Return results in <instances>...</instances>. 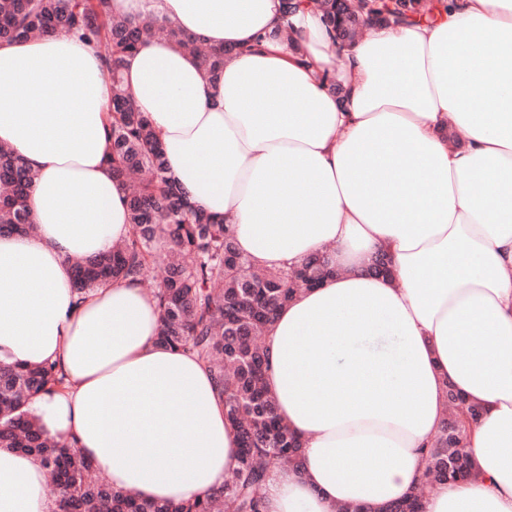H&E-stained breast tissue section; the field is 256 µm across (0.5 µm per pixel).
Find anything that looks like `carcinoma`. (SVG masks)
<instances>
[{"instance_id": "cac0c4a2", "label": "carcinoma", "mask_w": 512, "mask_h": 512, "mask_svg": "<svg viewBox=\"0 0 512 512\" xmlns=\"http://www.w3.org/2000/svg\"><path fill=\"white\" fill-rule=\"evenodd\" d=\"M331 32L358 33L348 0H319ZM383 21L404 23L430 14L428 0L378 4ZM55 31L77 32L101 52L112 80V120L107 129L112 174L127 190L131 232L109 251L73 262V288L85 294L112 280L144 281L157 263L153 291L160 310V342L186 349L213 374L217 395L239 438V463L224 488L181 504L143 502L115 490L95 473L80 451L50 438L26 410L42 393L62 388L65 376L53 364L0 363V448L35 456L49 474L58 512H264L260 489L272 467L302 465V441L277 415L264 383L269 357L264 337L277 311L297 293L335 274L323 256L291 269L258 267L238 252L231 229L221 219L190 209L186 193L167 175V161L151 124L123 87L127 56L163 37L192 53L204 77L216 80L228 52H216L180 29L156 20L132 25L112 11L111 0H0V43ZM35 174L13 149L0 145V235L34 230L29 195ZM448 415L423 449L425 483H455L473 470L461 446L466 418L483 408L446 388ZM421 488L384 508L418 512Z\"/></svg>"}]
</instances>
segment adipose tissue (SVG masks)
Listing matches in <instances>:
<instances>
[{
  "label": "adipose tissue",
  "instance_id": "ef3b65f1",
  "mask_svg": "<svg viewBox=\"0 0 512 512\" xmlns=\"http://www.w3.org/2000/svg\"><path fill=\"white\" fill-rule=\"evenodd\" d=\"M112 10L237 48L211 83L152 40L127 58L125 88L171 180L233 225L243 255L278 268L324 251L336 269L265 337L266 386L305 444L301 472H271L266 512H382L418 485L448 384L483 407L462 440L475 474L428 487L421 512H512V0H436L342 47L319 13L281 0ZM111 102L78 36L0 45V144L36 175L37 227L0 237V362L56 364L64 387L27 405L47 434L114 487L178 504L223 487L238 441L208 368L158 343L141 283L72 290V260L130 231L106 161ZM378 252L390 275L368 272ZM47 481L0 448V512H57Z\"/></svg>",
  "mask_w": 512,
  "mask_h": 512
}]
</instances>
